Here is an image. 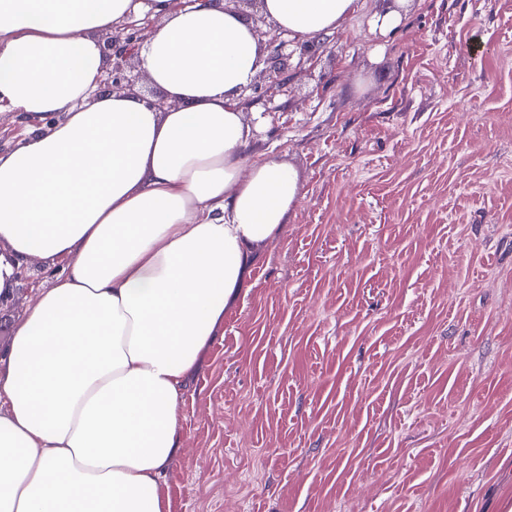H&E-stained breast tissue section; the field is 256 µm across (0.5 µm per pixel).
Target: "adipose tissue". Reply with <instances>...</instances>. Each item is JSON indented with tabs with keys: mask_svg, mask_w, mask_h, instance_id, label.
I'll return each mask as SVG.
<instances>
[{
	"mask_svg": "<svg viewBox=\"0 0 512 512\" xmlns=\"http://www.w3.org/2000/svg\"><path fill=\"white\" fill-rule=\"evenodd\" d=\"M358 0H260L303 41ZM157 18L140 52L171 108L101 91L103 34ZM264 65L224 0H0V296L47 262L0 351V512H167L181 405L259 244L300 199L295 172L248 157L241 92ZM27 127L15 123L11 118L1 115L0 121V152H8L15 148L16 144L23 140Z\"/></svg>",
	"mask_w": 512,
	"mask_h": 512,
	"instance_id": "obj_1",
	"label": "adipose tissue"
}]
</instances>
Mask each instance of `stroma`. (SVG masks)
<instances>
[{"label": "stroma", "instance_id": "obj_1", "mask_svg": "<svg viewBox=\"0 0 512 512\" xmlns=\"http://www.w3.org/2000/svg\"><path fill=\"white\" fill-rule=\"evenodd\" d=\"M394 7L243 106L302 198L184 393L168 512H512V0Z\"/></svg>", "mask_w": 512, "mask_h": 512}]
</instances>
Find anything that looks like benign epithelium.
<instances>
[{
	"mask_svg": "<svg viewBox=\"0 0 512 512\" xmlns=\"http://www.w3.org/2000/svg\"><path fill=\"white\" fill-rule=\"evenodd\" d=\"M252 28L267 55L263 71L255 77L247 90L253 99H271L288 91L289 73L293 67L299 68L305 63V56H300L296 65H291L293 54L286 51L288 41L276 32L274 25L266 24L265 17L253 19ZM150 30L151 21L145 18L116 26L111 33L104 35V53L109 69L102 79V91L118 90L140 94L136 79L127 74L128 61L138 53L140 43L148 38Z\"/></svg>",
	"mask_w": 512,
	"mask_h": 512,
	"instance_id": "1",
	"label": "benign epithelium"
}]
</instances>
